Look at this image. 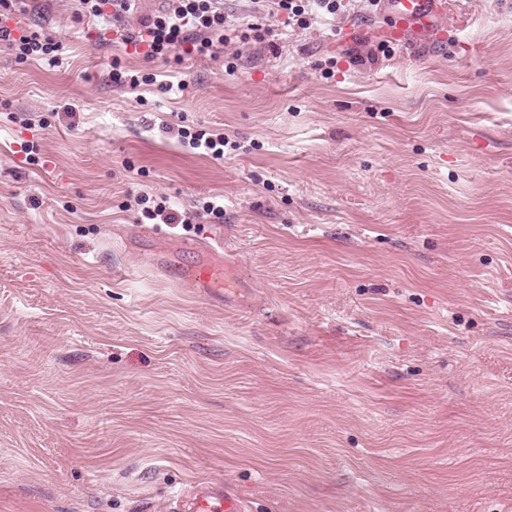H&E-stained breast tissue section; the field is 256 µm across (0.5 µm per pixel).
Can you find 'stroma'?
Listing matches in <instances>:
<instances>
[{
    "instance_id": "obj_1",
    "label": "stroma",
    "mask_w": 512,
    "mask_h": 512,
    "mask_svg": "<svg viewBox=\"0 0 512 512\" xmlns=\"http://www.w3.org/2000/svg\"><path fill=\"white\" fill-rule=\"evenodd\" d=\"M457 3L437 39L351 0L171 66L120 37L164 0H26L9 26L62 48L0 46V512H171L201 479L251 512H512V0ZM218 229L220 301L175 275ZM77 14L100 17L105 14V7H112V18L133 12L135 0H76ZM153 73H141L125 69L119 60L112 62V83L118 86H129L136 88L141 84L149 85L155 80ZM181 134L183 138H189L188 143L193 149H203L206 155L215 160L224 159V147L231 144V149L234 148V145L224 137V134H211L202 130L195 133L181 131ZM141 204L143 205V214L146 218L150 220L157 219L158 217L163 221L164 224H189L190 218L184 216V218L180 219L173 213H167L168 208L166 206V201L163 198L151 199L150 197L144 196L141 198ZM149 204V205H147Z\"/></svg>"
}]
</instances>
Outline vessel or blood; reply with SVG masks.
I'll return each instance as SVG.
<instances>
[{"instance_id":"obj_1","label":"vessel or blood","mask_w":512,"mask_h":512,"mask_svg":"<svg viewBox=\"0 0 512 512\" xmlns=\"http://www.w3.org/2000/svg\"><path fill=\"white\" fill-rule=\"evenodd\" d=\"M452 7V0H381V11L390 19L383 33L398 39L410 31L434 32ZM185 278L208 295L219 296L224 292L223 264L204 263L187 272ZM178 509L179 512H247L248 505L225 487L196 481L183 493Z\"/></svg>"}]
</instances>
